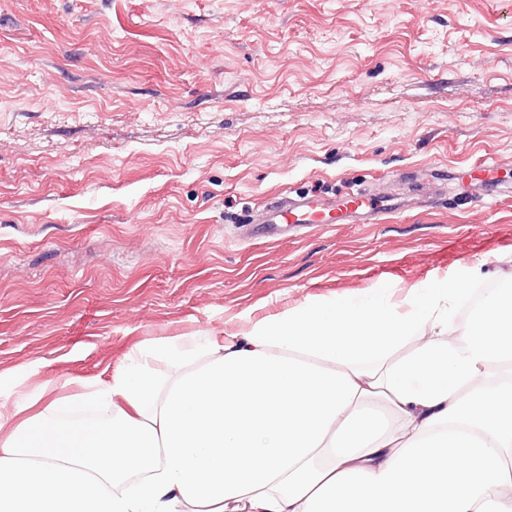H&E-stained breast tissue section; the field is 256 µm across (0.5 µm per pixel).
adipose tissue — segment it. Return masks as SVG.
Listing matches in <instances>:
<instances>
[{
  "mask_svg": "<svg viewBox=\"0 0 512 512\" xmlns=\"http://www.w3.org/2000/svg\"><path fill=\"white\" fill-rule=\"evenodd\" d=\"M372 288L17 392L0 512H512V274Z\"/></svg>",
  "mask_w": 512,
  "mask_h": 512,
  "instance_id": "1",
  "label": "adipose tissue"
}]
</instances>
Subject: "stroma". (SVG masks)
Masks as SVG:
<instances>
[{"label": "stroma", "instance_id": "stroma-1", "mask_svg": "<svg viewBox=\"0 0 512 512\" xmlns=\"http://www.w3.org/2000/svg\"><path fill=\"white\" fill-rule=\"evenodd\" d=\"M497 160L494 172L481 161ZM434 206L243 239L285 193ZM512 0H0V411L139 342L512 272Z\"/></svg>", "mask_w": 512, "mask_h": 512}]
</instances>
